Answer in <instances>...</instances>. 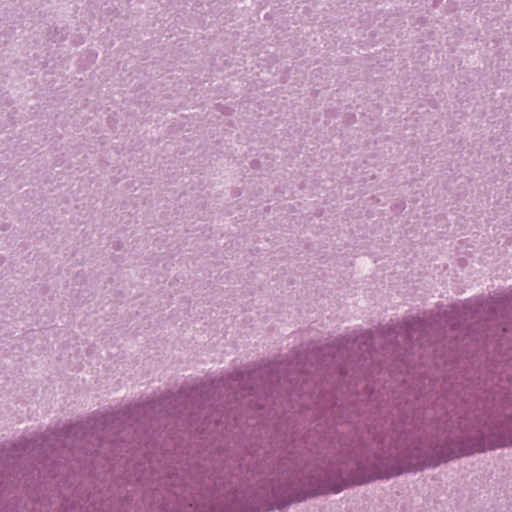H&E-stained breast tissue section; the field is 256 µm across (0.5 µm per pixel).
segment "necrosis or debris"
Instances as JSON below:
<instances>
[{
	"label": "necrosis or debris",
	"mask_w": 512,
	"mask_h": 512,
	"mask_svg": "<svg viewBox=\"0 0 512 512\" xmlns=\"http://www.w3.org/2000/svg\"><path fill=\"white\" fill-rule=\"evenodd\" d=\"M101 14L100 0H0V128L25 146L0 150L1 447L317 340L368 334L386 362L413 318L512 295V0H112ZM504 339L459 338L449 405ZM411 352L416 383L387 419L435 411L434 357ZM382 376L349 374L332 411L326 385L298 387L294 430L335 429L323 460L374 475L293 512H504L511 437L389 475L380 456L398 444L349 456L348 406L376 404ZM274 437L225 435L217 459L171 449L155 484L177 468L224 482L243 446L261 470L239 483L277 481ZM85 448L57 460L70 479L50 496L15 459L16 512H63ZM124 464L100 470L113 498L155 512Z\"/></svg>",
	"instance_id": "obj_1"
}]
</instances>
